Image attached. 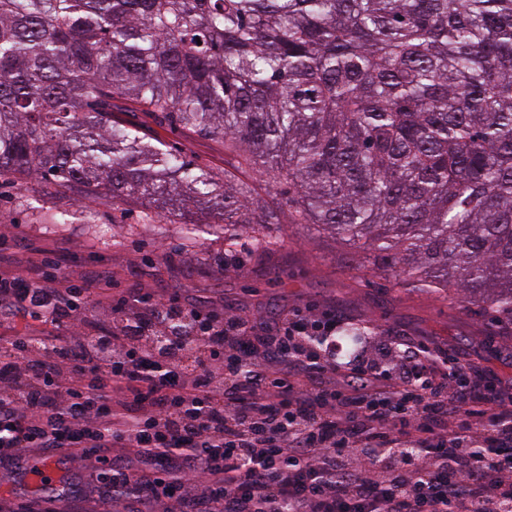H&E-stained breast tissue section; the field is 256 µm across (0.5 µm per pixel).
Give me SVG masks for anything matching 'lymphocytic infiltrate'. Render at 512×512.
I'll return each mask as SVG.
<instances>
[{
	"mask_svg": "<svg viewBox=\"0 0 512 512\" xmlns=\"http://www.w3.org/2000/svg\"><path fill=\"white\" fill-rule=\"evenodd\" d=\"M52 264L0 273V322L40 311L0 344L1 469L72 449L103 462L90 480L124 512H512V388L456 353L397 336L342 372L331 314L263 328L149 291L115 300ZM112 447L129 458L101 460Z\"/></svg>",
	"mask_w": 512,
	"mask_h": 512,
	"instance_id": "f902f5d3",
	"label": "lymphocytic infiltrate"
}]
</instances>
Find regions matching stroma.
<instances>
[{
    "mask_svg": "<svg viewBox=\"0 0 512 512\" xmlns=\"http://www.w3.org/2000/svg\"><path fill=\"white\" fill-rule=\"evenodd\" d=\"M124 118L192 164L251 184L254 198L275 211L279 224L273 233L282 244L258 251L241 238L225 246L211 232L202 205L132 199L116 206L108 198L17 174L0 179V269L14 270L44 253L78 287L110 280L116 298L150 288L204 308L257 312L267 321L285 310L332 311L342 321H359L367 335L424 339L512 381V327L495 313L398 286L357 248L289 223L287 183L268 195L223 141L159 122L149 112ZM62 212L67 222L56 223Z\"/></svg>",
    "mask_w": 512,
    "mask_h": 512,
    "instance_id": "35a3bbf8",
    "label": "stroma"
}]
</instances>
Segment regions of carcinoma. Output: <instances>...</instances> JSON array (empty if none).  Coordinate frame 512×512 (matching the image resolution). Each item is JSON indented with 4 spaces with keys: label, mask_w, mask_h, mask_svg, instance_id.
Instances as JSON below:
<instances>
[{
    "label": "carcinoma",
    "mask_w": 512,
    "mask_h": 512,
    "mask_svg": "<svg viewBox=\"0 0 512 512\" xmlns=\"http://www.w3.org/2000/svg\"><path fill=\"white\" fill-rule=\"evenodd\" d=\"M137 110L288 181L290 223L397 284L512 321V0H0V175L204 201L270 244L251 188L115 117ZM364 339L347 323L341 359Z\"/></svg>",
    "instance_id": "carcinoma-1"
}]
</instances>
